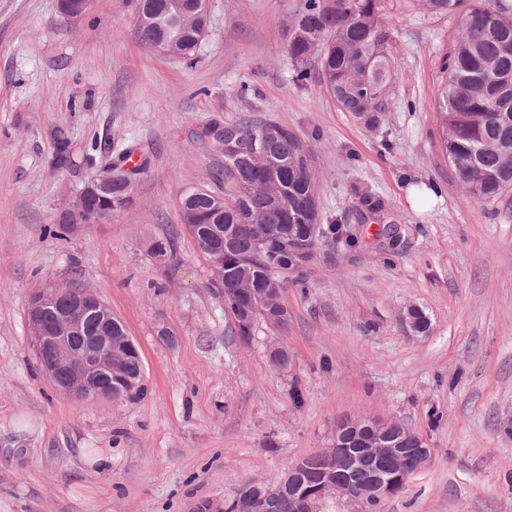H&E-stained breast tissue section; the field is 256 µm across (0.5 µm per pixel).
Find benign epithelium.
I'll return each mask as SVG.
<instances>
[{"label":"benign epithelium","mask_w":512,"mask_h":512,"mask_svg":"<svg viewBox=\"0 0 512 512\" xmlns=\"http://www.w3.org/2000/svg\"><path fill=\"white\" fill-rule=\"evenodd\" d=\"M92 3L57 0V10L63 18L77 21L90 11ZM113 177L115 172L109 167L84 184L65 212L70 230L112 221L116 213L112 202L95 212L88 209L87 202L97 191L112 188ZM64 292L68 301L52 323L45 316L52 293L39 292L27 305L29 335L45 375L58 391L76 400L112 402L128 397L138 385L117 375L113 353L119 349L137 352L133 339L124 336L113 342L112 311L93 291L66 288ZM93 315L101 321L102 335L94 348L83 349L77 344V333ZM323 452L327 469L309 481L307 491H301L306 482L305 457L289 466L276 483H254L257 493L238 500L236 512H318L319 502L336 492L363 507L383 502L395 496L405 479L426 464L432 448L422 435L398 422L356 417L336 426L331 444ZM336 459L348 460L362 473V479L355 481L349 473L335 468Z\"/></svg>","instance_id":"obj_1"}]
</instances>
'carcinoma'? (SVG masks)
<instances>
[{
  "instance_id": "1",
  "label": "carcinoma",
  "mask_w": 512,
  "mask_h": 512,
  "mask_svg": "<svg viewBox=\"0 0 512 512\" xmlns=\"http://www.w3.org/2000/svg\"><path fill=\"white\" fill-rule=\"evenodd\" d=\"M200 0H125L137 16L145 46L168 47L188 59L203 37ZM433 13L459 16V35L439 102L443 149L466 195L493 199L512 186V5L506 0H420ZM384 0H302L288 36L289 58L303 81L318 72L338 106L365 123L377 122L380 100L394 73L383 50ZM224 153V166L208 174L230 181L235 193L200 188L182 200V219L202 253L227 250L224 276L214 282L241 341L252 337L264 311L283 308V294L297 283L314 253L288 249V238L305 232L333 241L338 224L320 223L311 158L301 139L275 120L224 123L207 131ZM55 164L67 166L71 150L65 131H55ZM128 183L112 182V204L131 208ZM132 381L144 378L142 359L115 356Z\"/></svg>"
}]
</instances>
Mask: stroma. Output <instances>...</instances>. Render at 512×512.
I'll list each match as a JSON object with an SVG mask.
<instances>
[{"label":"stroma","mask_w":512,"mask_h":512,"mask_svg":"<svg viewBox=\"0 0 512 512\" xmlns=\"http://www.w3.org/2000/svg\"><path fill=\"white\" fill-rule=\"evenodd\" d=\"M300 4L207 0L186 62L144 46L123 0H94L78 21L56 0H0V512H212L356 415L399 421L432 449L381 512H512V187L466 198L442 150L458 18L385 0L397 73L369 126L317 74L297 80L286 46ZM268 118L307 146L323 223L364 231L352 248L319 245L305 289L284 294L286 336L261 322L245 344L180 203L224 164L206 128ZM59 129L66 168L52 164ZM104 139L148 159L137 206L58 238L93 174L82 157ZM378 224L397 246L370 234ZM154 238L174 242L165 263L147 252ZM71 285L95 291L138 344L144 398L77 401L42 373L26 305ZM412 307L427 332L411 329ZM281 338L283 370L268 357ZM92 452L105 467L84 463Z\"/></svg>","instance_id":"stroma-1"}]
</instances>
